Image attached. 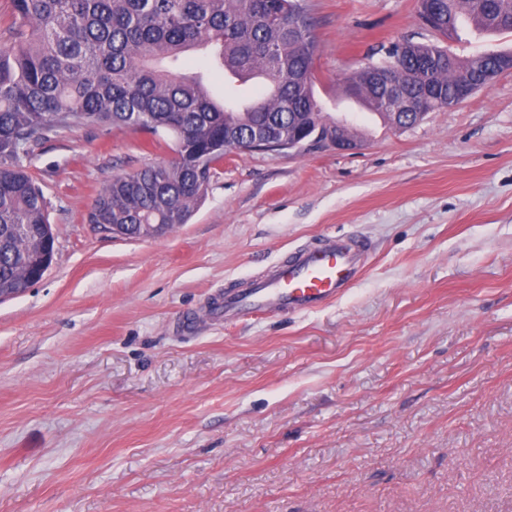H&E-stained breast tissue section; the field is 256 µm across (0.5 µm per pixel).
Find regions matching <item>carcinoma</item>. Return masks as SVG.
<instances>
[{
	"mask_svg": "<svg viewBox=\"0 0 512 512\" xmlns=\"http://www.w3.org/2000/svg\"><path fill=\"white\" fill-rule=\"evenodd\" d=\"M0 43V292L38 282L53 248L47 200L27 171L47 133L89 123L171 137L174 157L115 176L86 221L133 238L137 224L187 222L203 201L224 154L266 131L292 137L322 111L314 96L315 38L300 0H10ZM444 36L460 21L497 33L512 30V0H420ZM206 49L224 71L266 92L243 112L215 100L201 74L175 69L180 56ZM393 88L364 66L347 89L376 113L426 112L458 103L512 67V52L460 58L436 44L406 41L385 58Z\"/></svg>",
	"mask_w": 512,
	"mask_h": 512,
	"instance_id": "carcinoma-1",
	"label": "carcinoma"
}]
</instances>
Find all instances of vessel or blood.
<instances>
[{
	"instance_id": "b4317fda",
	"label": "vessel or blood",
	"mask_w": 512,
	"mask_h": 512,
	"mask_svg": "<svg viewBox=\"0 0 512 512\" xmlns=\"http://www.w3.org/2000/svg\"><path fill=\"white\" fill-rule=\"evenodd\" d=\"M368 252L364 239L324 236L316 246L293 252L249 288L226 292L216 310L231 322L318 308L350 286Z\"/></svg>"
}]
</instances>
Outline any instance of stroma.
I'll return each instance as SVG.
<instances>
[{
  "label": "stroma",
  "instance_id": "obj_1",
  "mask_svg": "<svg viewBox=\"0 0 512 512\" xmlns=\"http://www.w3.org/2000/svg\"><path fill=\"white\" fill-rule=\"evenodd\" d=\"M307 8L315 97L357 150L231 152L187 223L140 240L86 215L170 149L98 125L35 146L54 257L0 302V512H512V73L402 130L344 92L392 43L464 57L512 31L446 39L418 0ZM182 71L262 91L194 54ZM327 233L372 249L343 298L211 315Z\"/></svg>",
  "mask_w": 512,
  "mask_h": 512
}]
</instances>
